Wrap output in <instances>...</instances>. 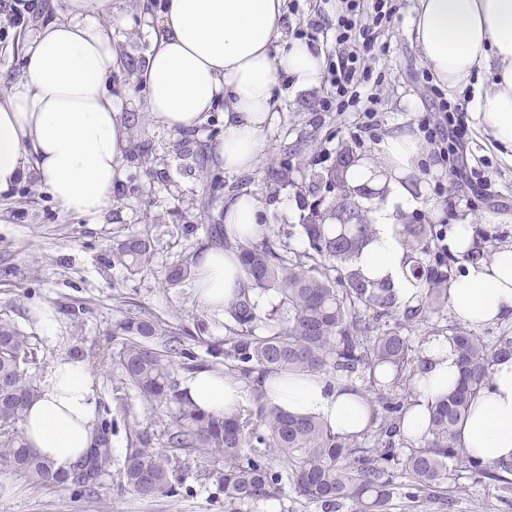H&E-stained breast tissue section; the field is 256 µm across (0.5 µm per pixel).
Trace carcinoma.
<instances>
[{"mask_svg":"<svg viewBox=\"0 0 512 512\" xmlns=\"http://www.w3.org/2000/svg\"><path fill=\"white\" fill-rule=\"evenodd\" d=\"M138 116L131 118V162L151 173L158 158L142 139ZM359 153L341 148L336 162L308 174L301 195L299 232L307 248L296 252L268 236L240 247L247 283L224 310V336L204 335L207 323L197 319L192 340L221 359L224 373L245 381L254 408L207 417L181 392L170 361L156 348L180 342L166 321L136 304L122 309L112 335L125 341L114 367L119 382L156 407L169 422L160 433L133 428L124 458L114 464L111 427L98 425L89 453L72 472L31 451L18 424L38 394V350L15 323L0 317V464L41 488L78 484L95 487L116 468L118 484L146 499L176 493L174 481L198 454L210 463L209 475L224 492V512L281 495L289 487L296 499L321 512H388L400 469L423 490L438 487L453 461L475 478L506 481L510 463H485L463 446L459 427L469 405L490 379L496 361L512 356V326L486 337L462 328L448 317V288L460 261L490 258L488 237L473 231V246L459 256L438 246L444 230L408 215L400 224L402 244L413 259L412 274L424 286L421 304L402 311L390 284L371 281L353 268L352 259L370 241L371 208L365 202L377 192L354 188L346 171ZM156 249L149 231L129 235L112 247L113 264L138 274L154 264ZM193 257L165 268L164 280L176 287L192 279ZM274 292L265 307L261 298ZM425 322L434 333L455 343L463 382L430 407L428 436L419 446L401 437L400 426L410 406L414 370L422 346L409 334L411 324ZM317 373L361 383L374 393L370 424L360 434L342 437L313 417L292 415L268 402L266 384L288 374ZM392 375L385 383L380 378Z\"/></svg>","mask_w":512,"mask_h":512,"instance_id":"cac0c4a2","label":"carcinoma"}]
</instances>
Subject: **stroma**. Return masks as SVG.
I'll return each mask as SVG.
<instances>
[{
	"label": "stroma",
	"instance_id": "35a3bbf8",
	"mask_svg": "<svg viewBox=\"0 0 512 512\" xmlns=\"http://www.w3.org/2000/svg\"><path fill=\"white\" fill-rule=\"evenodd\" d=\"M397 18L382 29L383 53L367 57L375 82L363 87L378 113L376 130L363 134L359 112H323L318 107L328 86L280 97L271 125L265 131L267 149L257 169L250 174L224 177L225 188L192 223L181 214L200 198L210 183L214 166L200 159L223 130L222 112L212 113L199 136L192 140L158 132L148 121L140 130L148 136L161 157L160 175H145L142 169L127 170L126 181L117 192V202L98 224H90L63 212L35 182L28 181L0 194V314L8 316L31 336L47 371L59 355L79 348L87 352H114L121 337L112 329L120 318L122 301L135 302L175 328L189 327L201 309L193 283L166 287L164 269L182 256L196 254L206 240V227L219 223V212L233 192L260 197L272 214L267 234L272 240L289 241L303 250L298 233L300 209L295 187L270 188L271 170L289 163L294 171L309 166H330L342 146L370 153L391 126L400 124L419 131L423 121L445 123L444 113L433 111L435 94L428 88L433 80L415 54L407 23L414 0H393ZM62 0H41L28 26L10 25L0 15V92L23 71L24 37L28 27L58 17ZM419 102L416 111L408 100ZM414 177L434 207L424 208L427 222L449 228L453 221L469 218L498 242H512V167L499 162L475 132L467 134L469 171L456 176L449 170L451 151L439 145L426 147ZM157 217L145 225V214ZM151 231L157 255L151 270L132 276L112 263L115 238ZM51 308L57 318L56 341H48L38 326L42 308ZM97 377L100 420L112 425V456H124L134 425L155 427L157 417L136 391L118 381L112 367L91 364ZM0 478L18 486V494L0 496V512H224V494L215 480L201 476L199 466L185 472L172 497L143 499L121 489L113 475L101 478L94 493L77 486L37 489L26 479L0 465ZM398 489L389 512H512V483L475 480L456 464H449L448 478L439 493L410 495V481L396 480Z\"/></svg>",
	"mask_w": 512,
	"mask_h": 512
}]
</instances>
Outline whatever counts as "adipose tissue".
I'll return each mask as SVG.
<instances>
[{
  "label": "adipose tissue",
  "instance_id": "1",
  "mask_svg": "<svg viewBox=\"0 0 512 512\" xmlns=\"http://www.w3.org/2000/svg\"><path fill=\"white\" fill-rule=\"evenodd\" d=\"M111 10L112 0H63L60 17L27 34L23 76L0 96V193L35 179L62 210L91 224L109 212L125 181L130 141L123 107L108 90L120 64L116 30L106 20ZM142 26L152 42L135 79L151 125L184 137L223 111L224 133L211 151L230 174L252 172L264 158L280 87L307 91L324 75L322 48L287 39L285 0H166L161 10H143ZM409 36L436 83L470 89L467 108L476 131L512 163V0H417ZM423 153L417 136L396 129L347 171L351 186L378 192L370 212L373 237L352 263L366 278L390 283L404 310L416 308L423 294L399 235L401 215L422 204L404 176ZM268 222L261 199L233 195L224 205L227 245L196 253L195 293L209 329L223 327L225 308L246 284L240 246L261 237ZM449 309L470 329L512 321V243L499 245L490 260L466 263L449 289ZM415 377L401 432L417 444L427 435L431 404L460 379L447 336L426 337ZM96 387L83 359L60 356L25 411L28 444L58 469L72 470L93 443ZM180 389L215 417L241 407L245 396L237 379L205 369L183 376ZM267 397L344 437L370 421L366 392L320 375L270 381ZM462 439L471 456L512 461V358L495 364Z\"/></svg>",
  "mask_w": 512,
  "mask_h": 512
}]
</instances>
